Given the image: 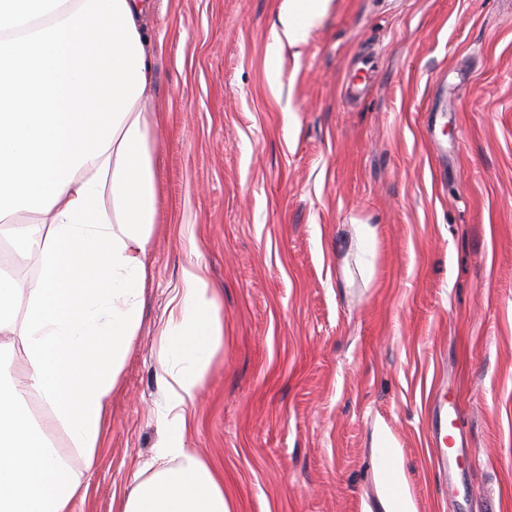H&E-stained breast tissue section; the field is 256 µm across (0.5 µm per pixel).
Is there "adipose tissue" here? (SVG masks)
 <instances>
[{"mask_svg": "<svg viewBox=\"0 0 512 512\" xmlns=\"http://www.w3.org/2000/svg\"><path fill=\"white\" fill-rule=\"evenodd\" d=\"M331 0H286L279 54ZM148 0H0V222L26 290L0 270V354L17 343L23 378L0 361V512H74L88 486L46 432L63 429L93 467L138 334L147 245L157 211ZM107 265L108 285L79 273ZM160 331L166 434L147 476L115 512H235L224 479L192 453V405L223 343L218 302L199 264L183 270ZM38 399L47 418L33 415ZM11 273L25 288H35L39 281V265L35 257L26 263L12 266Z\"/></svg>", "mask_w": 512, "mask_h": 512, "instance_id": "ef3b65f1", "label": "adipose tissue"}]
</instances>
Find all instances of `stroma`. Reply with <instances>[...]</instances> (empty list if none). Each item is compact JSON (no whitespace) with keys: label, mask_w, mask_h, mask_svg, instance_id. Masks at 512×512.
I'll use <instances>...</instances> for the list:
<instances>
[{"label":"stroma","mask_w":512,"mask_h":512,"mask_svg":"<svg viewBox=\"0 0 512 512\" xmlns=\"http://www.w3.org/2000/svg\"><path fill=\"white\" fill-rule=\"evenodd\" d=\"M152 0L158 193L139 333L75 512L164 428L160 329L201 261L224 343L189 449L236 512H512V0ZM469 466L448 495L434 399ZM331 0H287L281 15L283 33L290 46L301 42L326 13Z\"/></svg>","instance_id":"obj_1"}]
</instances>
